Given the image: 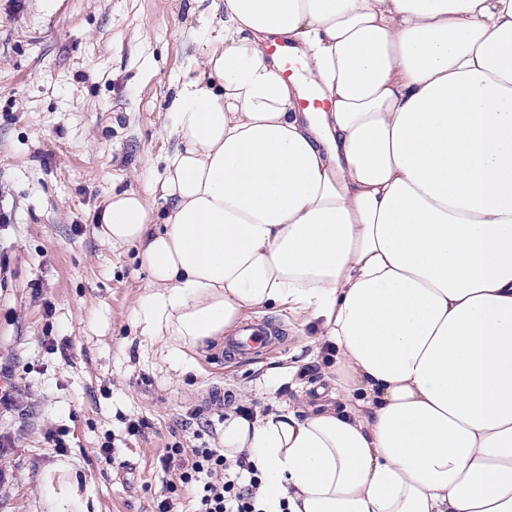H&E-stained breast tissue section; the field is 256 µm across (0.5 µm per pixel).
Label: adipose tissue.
Masks as SVG:
<instances>
[{
    "instance_id": "obj_1",
    "label": "adipose tissue",
    "mask_w": 512,
    "mask_h": 512,
    "mask_svg": "<svg viewBox=\"0 0 512 512\" xmlns=\"http://www.w3.org/2000/svg\"><path fill=\"white\" fill-rule=\"evenodd\" d=\"M197 67L100 218L144 333L178 359L271 307L336 348L331 404L227 412L225 456L266 512H512V0H224Z\"/></svg>"
}]
</instances>
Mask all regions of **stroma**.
<instances>
[{"label": "stroma", "mask_w": 512, "mask_h": 512, "mask_svg": "<svg viewBox=\"0 0 512 512\" xmlns=\"http://www.w3.org/2000/svg\"><path fill=\"white\" fill-rule=\"evenodd\" d=\"M213 0H0V378L17 390L0 406V512H52L42 491L70 466L91 512H153L165 492L162 456L181 443L220 442L226 408L318 403L327 366L285 312L263 362L212 360L214 341L168 358L136 312L148 275L131 247L100 234L113 188L139 189L173 142L165 130L175 89L222 36ZM57 341V350L44 337ZM224 389L220 407L194 397ZM146 419L139 436L129 419ZM50 430L69 450L52 453ZM119 439L101 465L96 450Z\"/></svg>", "instance_id": "stroma-1"}]
</instances>
